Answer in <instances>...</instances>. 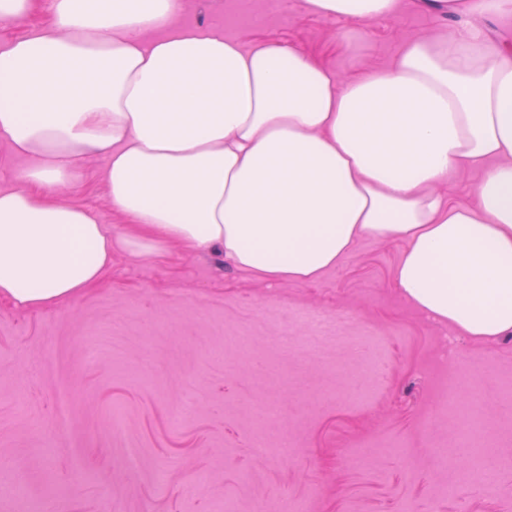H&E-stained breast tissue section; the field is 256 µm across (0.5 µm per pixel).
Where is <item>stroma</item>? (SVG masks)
Returning a JSON list of instances; mask_svg holds the SVG:
<instances>
[{
    "label": "stroma",
    "mask_w": 512,
    "mask_h": 512,
    "mask_svg": "<svg viewBox=\"0 0 512 512\" xmlns=\"http://www.w3.org/2000/svg\"><path fill=\"white\" fill-rule=\"evenodd\" d=\"M198 24L296 47L343 80L453 29L417 0L357 25L304 0H182L174 27ZM102 167L87 156L59 197L120 237ZM401 250L362 238L313 283L213 252L116 251L78 299L0 301V512H224L228 498L236 512H512V336H460L414 309L392 284ZM452 387L480 402L494 481L475 478L439 404ZM71 420V397L66 388H59L55 395L54 424L58 431L67 430Z\"/></svg>",
    "instance_id": "obj_1"
}]
</instances>
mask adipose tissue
Segmentation results:
<instances>
[{"mask_svg":"<svg viewBox=\"0 0 512 512\" xmlns=\"http://www.w3.org/2000/svg\"><path fill=\"white\" fill-rule=\"evenodd\" d=\"M419 2L458 31L343 82L290 45L171 28L174 0H50L0 42V141L31 161L0 190V299L79 298L116 247L217 250L269 282H315L372 236L402 243L393 284L429 318L512 335V47L468 24L470 0ZM305 7L357 23L398 0ZM90 154L130 222L120 238L53 195ZM467 167L486 172L476 202L451 203L438 187ZM49 0H36L35 7L24 23H10L0 20V39L8 40L25 34L32 26L47 18V5Z\"/></svg>","mask_w":512,"mask_h":512,"instance_id":"adipose-tissue-1","label":"adipose tissue"}]
</instances>
